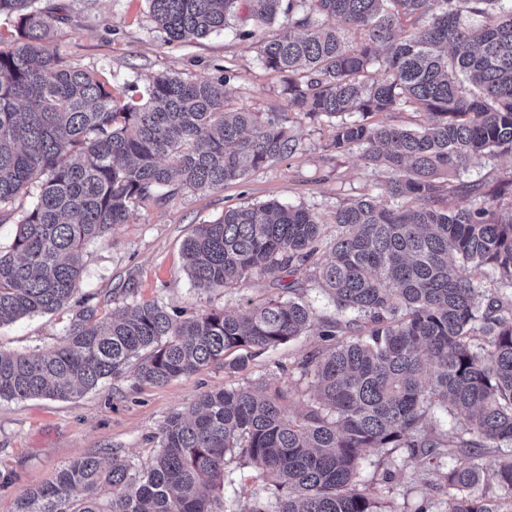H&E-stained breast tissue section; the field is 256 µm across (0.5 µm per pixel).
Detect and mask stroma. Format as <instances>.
Returning a JSON list of instances; mask_svg holds the SVG:
<instances>
[{
  "mask_svg": "<svg viewBox=\"0 0 512 512\" xmlns=\"http://www.w3.org/2000/svg\"><path fill=\"white\" fill-rule=\"evenodd\" d=\"M33 6L48 16L51 40L66 63L97 72L113 92L160 73L216 77L230 66L237 73L227 87L230 106L287 113V127L297 143L291 156L271 160L223 189L184 191L136 204L127 223L117 225L105 239L88 243L81 290L96 294L100 315L155 302L189 316L211 309L234 311L246 302L277 296L268 277L211 292L193 286L184 267L182 243L197 225L221 218L226 209L275 199L310 210L330 238L336 233L339 206L364 195L385 202L386 170L369 165L359 148L341 154L327 151L331 124L290 111L281 75L260 64L261 40L281 34L286 19L258 29L243 7L224 31L190 43H171L157 31L146 0H34ZM251 29L256 32L252 38L247 35ZM69 317L64 310L0 325V349H49L60 342ZM327 345L313 327L256 354L245 365L217 362L162 386L126 374L72 401L0 399V512H16V503L27 490L49 483L62 465L76 458L94 455L105 460L116 449L139 466H148L167 418L187 412L203 393L269 383L287 391L289 413L299 412L315 381L301 376L297 365ZM379 459L378 453L369 454L360 479L395 512H412L424 500L433 512H444L447 496L439 486L451 460L404 467L396 470L391 482L379 486L372 481Z\"/></svg>",
  "mask_w": 512,
  "mask_h": 512,
  "instance_id": "obj_1",
  "label": "stroma"
}]
</instances>
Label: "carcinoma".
I'll return each instance as SVG.
<instances>
[{
	"label": "carcinoma",
	"instance_id": "1",
	"mask_svg": "<svg viewBox=\"0 0 512 512\" xmlns=\"http://www.w3.org/2000/svg\"><path fill=\"white\" fill-rule=\"evenodd\" d=\"M30 2L0 0L22 39L0 45V210L39 187L0 247V323L73 314L45 352L0 350V399L73 400L130 370L163 385L233 349L284 344L318 316L279 273L295 275L322 247L314 284L337 316L321 321L332 344L299 363L315 379L300 413L288 415V393L269 384L205 393L167 419L148 467L117 450L105 466L72 460L16 512H220L233 461L273 487L269 497L242 490L243 512H385L359 487L370 451L389 458L379 483L392 479L396 459L454 458L447 512H512V191L460 179L486 157H512V0H307L302 14L297 0H249L258 27L288 18L284 34L260 45L262 64L286 76L288 107L335 120L329 147H362L368 164L385 168L391 206L369 197L340 206L327 245L303 207L229 208L185 239L191 281L209 292L273 276L277 297L187 318L136 303L110 320L98 317L95 294L79 293L85 242L126 223L137 202L222 189L295 143L285 115L230 108L229 67L218 78L158 75L113 94L94 72L65 64ZM146 2L170 42L223 30L238 6ZM465 12L486 21L471 26ZM403 18L418 26L402 35ZM402 105L417 106L425 124L373 120ZM459 192L468 205L438 206ZM486 268L498 276L492 292L476 280ZM438 409L458 425L441 429ZM504 446L511 451L484 470L481 454ZM482 483L500 494H474Z\"/></svg>",
	"mask_w": 512,
	"mask_h": 512
}]
</instances>
